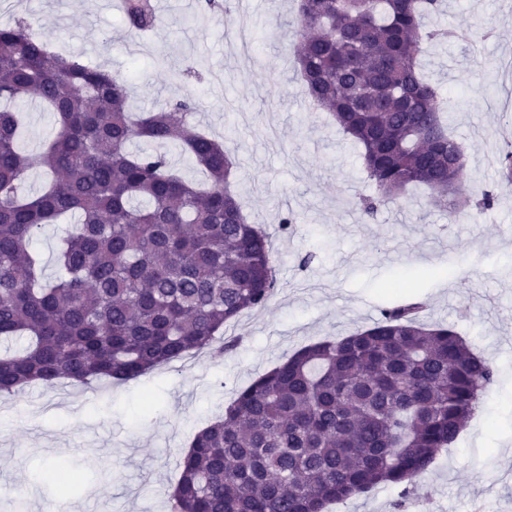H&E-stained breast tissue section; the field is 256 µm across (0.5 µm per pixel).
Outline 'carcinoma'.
<instances>
[{
	"mask_svg": "<svg viewBox=\"0 0 512 512\" xmlns=\"http://www.w3.org/2000/svg\"><path fill=\"white\" fill-rule=\"evenodd\" d=\"M439 0H296L293 49L309 99L358 147L376 195L364 213L413 187L457 214L464 152L443 118L447 99L419 69ZM134 33L158 27L149 0H125ZM34 97L56 132L19 148ZM177 101L133 118L126 81L51 50L22 19L0 24V393L66 379L126 382L207 349L242 313L266 306L276 277L269 235L247 221L224 144ZM180 146L204 170L183 180ZM47 186L25 192L27 171ZM67 218L61 274L43 279L34 242ZM417 302L383 310L348 336L309 344L241 389L199 430L167 492L171 512H327L381 484L406 485L451 445L494 382L491 365ZM63 496L73 481L51 469ZM169 156L176 170L187 180L192 181L199 186L206 184V176L203 171L197 167L192 160L175 146L169 147Z\"/></svg>",
	"mask_w": 512,
	"mask_h": 512,
	"instance_id": "1",
	"label": "carcinoma"
}]
</instances>
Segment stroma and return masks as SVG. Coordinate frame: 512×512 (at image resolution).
Listing matches in <instances>:
<instances>
[{
  "mask_svg": "<svg viewBox=\"0 0 512 512\" xmlns=\"http://www.w3.org/2000/svg\"><path fill=\"white\" fill-rule=\"evenodd\" d=\"M151 3L161 23L140 35L109 0H0V13L26 19L54 51L120 74L132 111L196 104L201 130L237 163L249 222L271 235L277 287L195 358L122 383L0 396V490L33 489L26 512H46L43 476L62 462L77 484L66 512H169L182 452L239 389L301 347L367 328L415 298L425 322L453 327L490 363L494 382L429 472L329 512H512V183L499 167L512 132V0H441L426 20L449 33L421 68L451 96L450 129L466 156L467 205L454 224L421 189L363 215L360 200L374 189L357 152L297 78L294 0H273L247 43L205 0ZM15 107L27 125L22 150L39 152L53 116L26 98ZM486 192L494 202L479 207ZM291 212L299 221L282 232Z\"/></svg>",
  "mask_w": 512,
  "mask_h": 512,
  "instance_id": "obj_1",
  "label": "stroma"
}]
</instances>
